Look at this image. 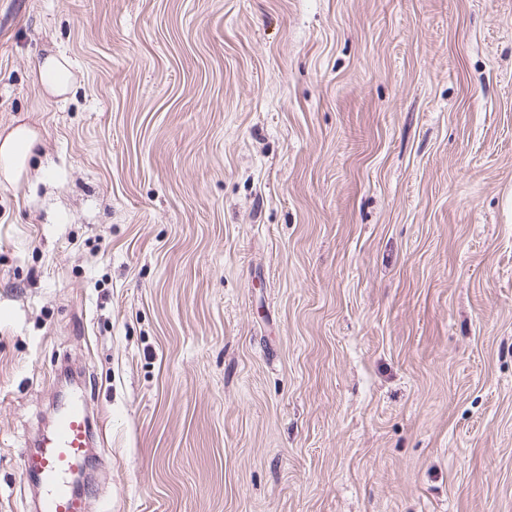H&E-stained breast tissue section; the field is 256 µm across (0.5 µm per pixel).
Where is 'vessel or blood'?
Listing matches in <instances>:
<instances>
[{"mask_svg": "<svg viewBox=\"0 0 512 512\" xmlns=\"http://www.w3.org/2000/svg\"><path fill=\"white\" fill-rule=\"evenodd\" d=\"M91 433L90 412L79 397L68 402L52 427L39 431L37 450L24 457L25 473L41 489L38 512H84L72 482L86 467Z\"/></svg>", "mask_w": 512, "mask_h": 512, "instance_id": "1", "label": "vessel or blood"}]
</instances>
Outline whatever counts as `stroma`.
Returning a JSON list of instances; mask_svg holds the SVG:
<instances>
[{
	"label": "stroma",
	"instance_id": "35a3bbf8",
	"mask_svg": "<svg viewBox=\"0 0 512 512\" xmlns=\"http://www.w3.org/2000/svg\"><path fill=\"white\" fill-rule=\"evenodd\" d=\"M25 2L0 512L64 366L85 512H512V0ZM41 85L51 94L63 95L71 84L70 64L62 55H49L37 66Z\"/></svg>",
	"mask_w": 512,
	"mask_h": 512
}]
</instances>
